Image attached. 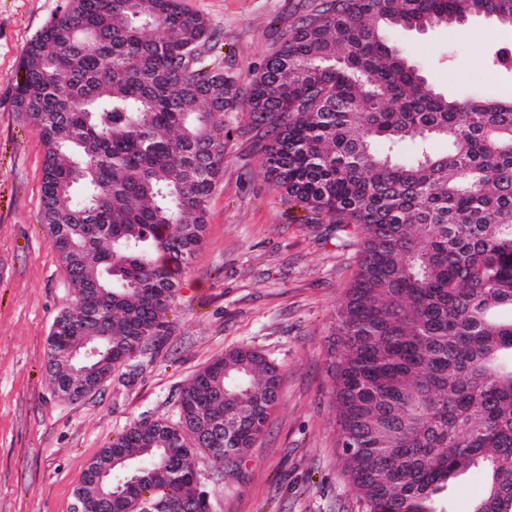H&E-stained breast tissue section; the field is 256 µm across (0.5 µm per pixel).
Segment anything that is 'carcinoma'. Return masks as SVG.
<instances>
[{"mask_svg": "<svg viewBox=\"0 0 512 512\" xmlns=\"http://www.w3.org/2000/svg\"><path fill=\"white\" fill-rule=\"evenodd\" d=\"M477 10L512 20V0H331L265 58L244 102L273 188L306 223L361 233L333 391L361 512H446L439 494L468 471L485 479L469 512H512V318L497 316L512 310V100L437 90L397 40ZM210 41L182 0H67L25 50L14 102L45 150L42 223L75 293L48 339L58 394L83 379L65 361L80 341L105 376L168 330L239 106ZM92 297L110 341L84 317ZM278 395V367L233 349L184 388L178 421L130 427L80 489L109 466L128 477L110 512H212L196 457L235 474ZM225 415L232 434L202 441Z\"/></svg>", "mask_w": 512, "mask_h": 512, "instance_id": "1", "label": "carcinoma"}]
</instances>
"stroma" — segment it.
<instances>
[{
  "mask_svg": "<svg viewBox=\"0 0 512 512\" xmlns=\"http://www.w3.org/2000/svg\"><path fill=\"white\" fill-rule=\"evenodd\" d=\"M323 0H183L213 34L211 56L247 91L251 74ZM67 0H0V512H73L90 460L131 426L176 421L201 369L248 346L274 362L280 394L239 475L212 480L213 512H358L343 471L330 355L358 269L356 226L308 224L273 189L248 113L224 115V161L203 243L154 346L115 366L78 402L57 396L46 366L52 323L74 304L41 217L45 151L17 112L24 50ZM438 90L512 99V26L482 18L399 34Z\"/></svg>",
  "mask_w": 512,
  "mask_h": 512,
  "instance_id": "1",
  "label": "stroma"
}]
</instances>
